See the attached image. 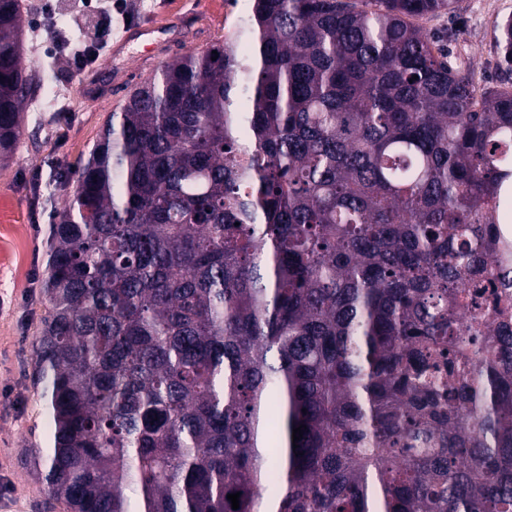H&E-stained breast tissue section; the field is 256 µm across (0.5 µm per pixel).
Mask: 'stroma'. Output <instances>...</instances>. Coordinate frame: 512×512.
<instances>
[{
	"instance_id": "obj_1",
	"label": "stroma",
	"mask_w": 512,
	"mask_h": 512,
	"mask_svg": "<svg viewBox=\"0 0 512 512\" xmlns=\"http://www.w3.org/2000/svg\"><path fill=\"white\" fill-rule=\"evenodd\" d=\"M225 0H112V31L81 30L83 0H38L26 13L25 32L36 52L23 60L36 80L76 87L67 107L25 115L13 158L0 165V226L19 242L0 255V512H66L50 501L28 459L31 444H45L50 421L33 382L34 339L48 312L44 293L47 236L72 194L109 112L163 63L205 49L224 37ZM71 20L72 35H86L94 57L81 72L54 57L55 20ZM512 17V0H459L414 23L437 36L453 34L449 60L471 69L478 86L512 83L497 46L495 26Z\"/></svg>"
}]
</instances>
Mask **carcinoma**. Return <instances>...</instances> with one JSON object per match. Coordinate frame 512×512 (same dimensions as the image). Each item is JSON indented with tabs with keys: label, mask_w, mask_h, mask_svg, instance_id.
<instances>
[{
	"label": "carcinoma",
	"mask_w": 512,
	"mask_h": 512,
	"mask_svg": "<svg viewBox=\"0 0 512 512\" xmlns=\"http://www.w3.org/2000/svg\"><path fill=\"white\" fill-rule=\"evenodd\" d=\"M365 2L249 0L108 115L35 338L69 512H512V89L409 21L458 0Z\"/></svg>",
	"instance_id": "carcinoma-1"
}]
</instances>
